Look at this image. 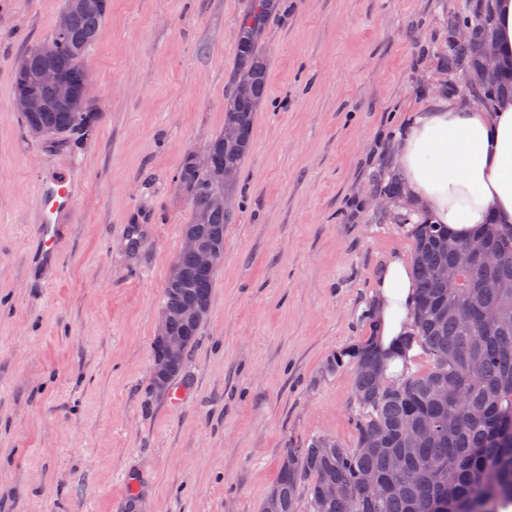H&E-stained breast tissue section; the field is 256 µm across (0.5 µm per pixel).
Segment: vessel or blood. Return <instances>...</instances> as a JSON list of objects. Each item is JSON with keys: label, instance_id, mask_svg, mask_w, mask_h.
<instances>
[{"label": "vessel or blood", "instance_id": "b4317fda", "mask_svg": "<svg viewBox=\"0 0 512 512\" xmlns=\"http://www.w3.org/2000/svg\"><path fill=\"white\" fill-rule=\"evenodd\" d=\"M73 200V185L67 177L53 178L39 187L40 216L34 232L45 260L53 261L58 256L62 223L72 210Z\"/></svg>", "mask_w": 512, "mask_h": 512}]
</instances>
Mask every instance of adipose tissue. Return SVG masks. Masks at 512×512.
I'll list each match as a JSON object with an SVG mask.
<instances>
[{
    "label": "adipose tissue",
    "mask_w": 512,
    "mask_h": 512,
    "mask_svg": "<svg viewBox=\"0 0 512 512\" xmlns=\"http://www.w3.org/2000/svg\"><path fill=\"white\" fill-rule=\"evenodd\" d=\"M394 163L401 210L429 215L450 235L471 237L493 221L512 225V99L486 111L445 99L417 113L400 134ZM416 285L404 257H389L373 293L374 344L393 351L411 331Z\"/></svg>",
    "instance_id": "obj_1"
}]
</instances>
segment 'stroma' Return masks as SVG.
Listing matches in <instances>:
<instances>
[{
	"label": "stroma",
	"mask_w": 512,
	"mask_h": 512,
	"mask_svg": "<svg viewBox=\"0 0 512 512\" xmlns=\"http://www.w3.org/2000/svg\"><path fill=\"white\" fill-rule=\"evenodd\" d=\"M64 2L0 0V512H260L286 449L354 440L345 354L414 244L373 199L399 178L393 139L450 95L440 57L469 0H288L269 22L210 312L166 394L152 343L191 217L175 175L224 128L243 0H108L86 57L100 118L50 144L13 74ZM59 174L74 209L49 264L31 233Z\"/></svg>",
	"instance_id": "obj_1"
}]
</instances>
